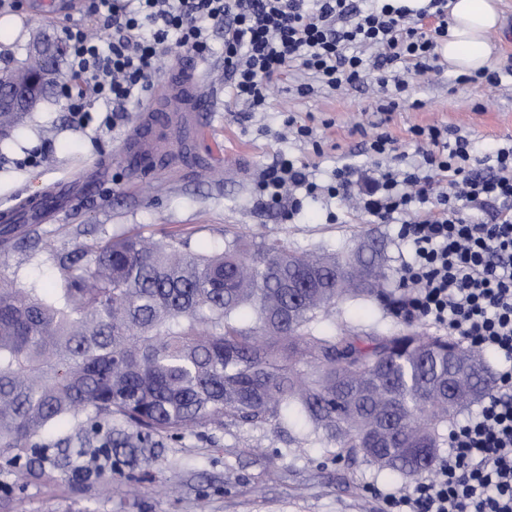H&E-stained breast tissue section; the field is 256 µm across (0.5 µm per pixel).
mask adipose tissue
<instances>
[{
    "instance_id": "adipose-tissue-1",
    "label": "adipose tissue",
    "mask_w": 512,
    "mask_h": 512,
    "mask_svg": "<svg viewBox=\"0 0 512 512\" xmlns=\"http://www.w3.org/2000/svg\"><path fill=\"white\" fill-rule=\"evenodd\" d=\"M448 12V41L441 54L449 70L473 73L490 68V35L500 26L499 0H449Z\"/></svg>"
}]
</instances>
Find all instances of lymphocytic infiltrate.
I'll list each match as a JSON object with an SVG mask.
<instances>
[{
  "label": "lymphocytic infiltrate",
  "instance_id": "1",
  "mask_svg": "<svg viewBox=\"0 0 512 512\" xmlns=\"http://www.w3.org/2000/svg\"><path fill=\"white\" fill-rule=\"evenodd\" d=\"M116 30L109 43L85 23L68 26L69 80L61 92L80 122L140 100L170 44L202 56L212 31L224 33V73L234 102L255 109L289 72L337 92L375 81L388 108L407 91L409 75L432 70L448 39V0L413 10L394 0L365 10L352 0H92ZM403 74H394V66ZM415 154L405 167H381L399 141L382 132L363 152L375 161L344 164L327 194L396 224L411 254L399 271L398 316L421 320L497 361L495 383L478 411L448 432V453L431 480L384 496L383 512H512V142L482 166L470 140L444 125L410 129ZM271 201L299 205L316 194L309 165L286 159L265 170Z\"/></svg>",
  "mask_w": 512,
  "mask_h": 512
}]
</instances>
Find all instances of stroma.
<instances>
[{
  "label": "stroma",
  "mask_w": 512,
  "mask_h": 512,
  "mask_svg": "<svg viewBox=\"0 0 512 512\" xmlns=\"http://www.w3.org/2000/svg\"><path fill=\"white\" fill-rule=\"evenodd\" d=\"M21 2L14 10L0 9V19L20 26L17 35H0V69L25 57L38 30L58 35L68 19L82 17L78 11L66 18L52 8H37L36 0ZM211 46L200 70L215 108L204 113L209 134L195 148L208 168L130 173L123 152L143 111L136 103L114 113L112 123L96 112L82 127L54 94L0 142V212L61 181L81 176L96 181L91 193L71 200L63 212L51 210L41 222L23 225L8 251H0V269L48 290L58 284L57 254L115 234H151L202 254L223 248L225 238L235 234L247 241L284 236L299 252L350 251L374 236L387 259L388 291L399 296L397 271L406 250L396 225L321 198L304 199L290 217L256 190L260 173L285 158L309 162L320 184L329 182L339 158L364 163L361 149L379 119L377 95L367 87L307 98L283 91L254 114L225 93L223 31L212 33ZM455 78L444 67L412 77L409 95L421 100L422 108L401 106L386 123L405 151L415 150L409 133L415 125L458 128L479 156L512 136V77L491 92ZM292 112L318 125L322 153L289 134L285 122ZM346 324L380 334L411 326L431 330L425 322L396 317L390 304L367 301L339 306L322 326ZM130 434L119 420L106 441L87 425L68 422L41 447L0 457V512H381L379 492L401 486L370 463L336 461L301 425L228 423L185 431L177 442L160 439L155 448L129 447Z\"/></svg>",
  "instance_id": "35a3bbf8"
}]
</instances>
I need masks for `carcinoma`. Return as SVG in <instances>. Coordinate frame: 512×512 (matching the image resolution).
<instances>
[{"instance_id": "carcinoma-1", "label": "carcinoma", "mask_w": 512, "mask_h": 512, "mask_svg": "<svg viewBox=\"0 0 512 512\" xmlns=\"http://www.w3.org/2000/svg\"><path fill=\"white\" fill-rule=\"evenodd\" d=\"M60 56L27 52L0 82L56 86ZM25 112H0L12 135ZM50 293L0 276V456L86 415L95 433L121 418L139 448L224 421L302 423L402 480L432 473L443 428L484 396L486 357L406 330L375 336L315 325L350 299L385 301L388 275L369 255L298 254L288 240L200 254L114 235L58 260Z\"/></svg>"}]
</instances>
